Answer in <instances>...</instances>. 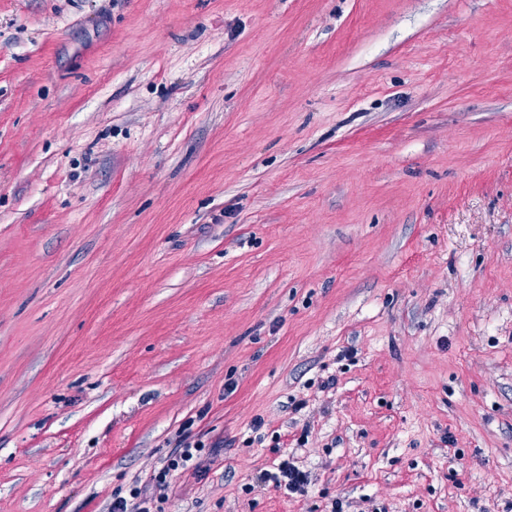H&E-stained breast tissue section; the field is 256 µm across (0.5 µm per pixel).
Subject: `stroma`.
I'll return each mask as SVG.
<instances>
[{
    "label": "stroma",
    "mask_w": 512,
    "mask_h": 512,
    "mask_svg": "<svg viewBox=\"0 0 512 512\" xmlns=\"http://www.w3.org/2000/svg\"><path fill=\"white\" fill-rule=\"evenodd\" d=\"M183 439L158 512H512V0H0V512ZM260 479L264 482H272L277 488L283 487L289 494L305 493L309 485L307 474L301 471L288 456L277 464L276 471H266L260 475Z\"/></svg>",
    "instance_id": "35a3bbf8"
}]
</instances>
